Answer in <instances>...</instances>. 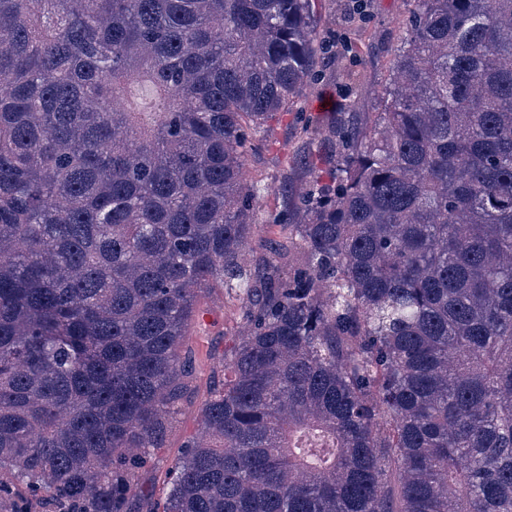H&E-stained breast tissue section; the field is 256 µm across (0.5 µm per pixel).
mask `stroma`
Instances as JSON below:
<instances>
[{"label": "stroma", "mask_w": 512, "mask_h": 512, "mask_svg": "<svg viewBox=\"0 0 512 512\" xmlns=\"http://www.w3.org/2000/svg\"><path fill=\"white\" fill-rule=\"evenodd\" d=\"M414 0H364L355 9L353 0H315L313 26L328 51L320 58L318 77L303 89L297 111L284 115L272 130L257 137L245 156L250 177L269 185L254 211L255 223H265L271 214L293 205L312 172L332 146L321 131L341 113L373 112L387 83L394 50ZM203 332L190 343L197 359V378L176 419L166 448L141 470L136 482L144 489L162 492L167 472L181 453L186 437L199 428L198 410L212 383L224 377L221 367L205 365L208 352L223 353L224 330L239 320L236 302L214 292L201 303Z\"/></svg>", "instance_id": "obj_1"}]
</instances>
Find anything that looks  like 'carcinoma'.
Returning <instances> with one entry per match:
<instances>
[{
    "mask_svg": "<svg viewBox=\"0 0 512 512\" xmlns=\"http://www.w3.org/2000/svg\"><path fill=\"white\" fill-rule=\"evenodd\" d=\"M313 8L0 0V512H512V0H416L381 111L256 224ZM217 288L224 383L156 499Z\"/></svg>",
    "mask_w": 512,
    "mask_h": 512,
    "instance_id": "obj_1",
    "label": "carcinoma"
}]
</instances>
